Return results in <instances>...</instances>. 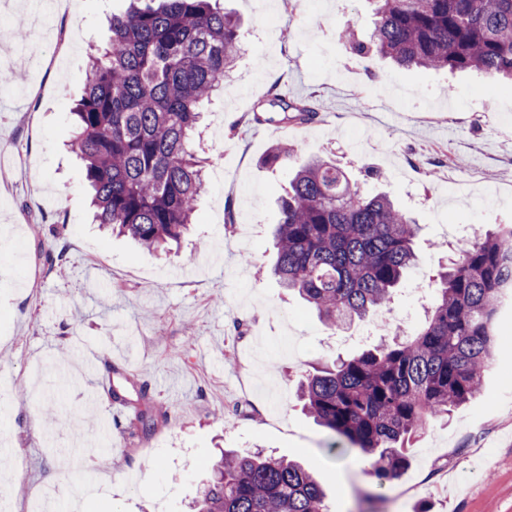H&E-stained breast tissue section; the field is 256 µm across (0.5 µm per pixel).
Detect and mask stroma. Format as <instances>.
Instances as JSON below:
<instances>
[{
  "mask_svg": "<svg viewBox=\"0 0 512 512\" xmlns=\"http://www.w3.org/2000/svg\"><path fill=\"white\" fill-rule=\"evenodd\" d=\"M221 2L243 20L244 51L207 104L201 146L212 161L194 226L165 256L93 224L85 170L69 147L90 48L107 41L108 16L128 0H61L52 39L30 29L17 36L24 0H0V57L20 43L35 49L26 67L8 71L26 94L0 92V449L24 460L0 473V512H24L48 486L58 512H69L70 490L89 471L101 512H191L223 450L256 448L310 469L326 512H512V306L500 310L497 361L480 392L449 420L429 421L396 479H379L358 451L333 445L297 398L317 364L421 328L428 308L413 290L454 258L449 225L512 224V84L353 53L339 33L351 22L368 39L371 0H279L271 18L258 0ZM272 91L305 101L314 120L253 123ZM278 142L336 160L364 192L389 194L422 226L395 317L373 338L361 322L341 338L269 273L289 173L262 158ZM61 250L59 272L46 257ZM77 336L105 357L121 350L122 394L136 400L149 384L165 417L147 436L103 435L110 458L69 471L58 466L69 419L91 437L108 415L85 397L92 377L60 380L79 363ZM255 339L266 343L265 378L288 395L280 422L265 415L267 390L250 388ZM50 402L55 427L41 411ZM138 469L141 482L124 481Z\"/></svg>",
  "mask_w": 512,
  "mask_h": 512,
  "instance_id": "obj_1",
  "label": "stroma"
}]
</instances>
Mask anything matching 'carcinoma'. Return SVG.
<instances>
[{"label":"carcinoma","mask_w":512,"mask_h":512,"mask_svg":"<svg viewBox=\"0 0 512 512\" xmlns=\"http://www.w3.org/2000/svg\"><path fill=\"white\" fill-rule=\"evenodd\" d=\"M361 55L405 69L478 71L512 83V0H372ZM111 37L90 57L73 115L97 223L154 252L189 231L204 190L205 159L193 133L203 104L241 50L240 22L219 0H130L109 21ZM284 125L314 111L277 93L266 99ZM292 170L274 234L273 273L325 324L342 328L389 309L415 261L420 224L385 194L369 195L346 172L296 147L263 159ZM425 324L330 367L298 391L306 412L340 443L376 458L390 480L432 418L448 417L480 390L495 363L494 324L512 293V224H498L457 248L429 283ZM159 412L130 425L146 435ZM320 482L299 463L259 451L224 453L198 490L197 512H325Z\"/></svg>","instance_id":"1"}]
</instances>
